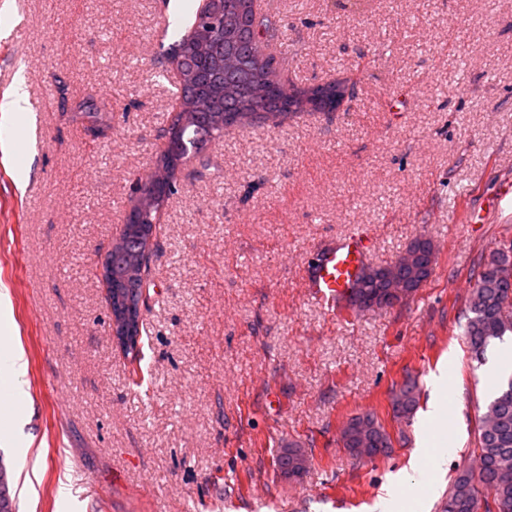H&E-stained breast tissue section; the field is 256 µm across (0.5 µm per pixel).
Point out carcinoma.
Masks as SVG:
<instances>
[{
	"label": "carcinoma",
	"instance_id": "1",
	"mask_svg": "<svg viewBox=\"0 0 512 512\" xmlns=\"http://www.w3.org/2000/svg\"><path fill=\"white\" fill-rule=\"evenodd\" d=\"M254 0H214L212 9L222 17V26L207 29L196 14L190 33L173 43L176 58L186 60L179 97L187 117H172L166 143L157 157L176 171L189 156H200L206 144L224 136L231 127L255 119L268 120L306 112L336 111V92L345 82L336 80L307 89L281 82L286 56L263 53L265 43L283 34L275 13H257ZM228 57L234 66H224ZM138 217L124 224V249L112 254V286L135 301L145 303L147 269L136 276L128 270L141 265L146 232L156 226L158 205L145 204L146 196L161 199L174 192V185H156L152 178L138 181ZM418 255L410 263L401 257L393 278L368 268L351 291L348 302L359 310H370L373 299L389 300L400 286L415 293L428 279L435 264L433 243L417 238ZM463 336L471 357L485 360L488 347L512 334V245L493 251L475 277L466 305ZM418 405V384L406 379L392 392L393 417L407 420ZM342 447L358 460L357 448L365 441L380 456L391 453V435L373 413L355 416L343 428ZM480 474L462 469L448 488V512H512V376L501 383L495 396L478 416L475 448ZM277 460L288 467V477L298 478L311 459L302 445L292 442L278 451ZM0 512H14L6 469L0 465Z\"/></svg>",
	"mask_w": 512,
	"mask_h": 512
}]
</instances>
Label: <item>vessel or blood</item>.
I'll list each match as a JSON object with an SVG mask.
<instances>
[{"label": "vessel or blood", "instance_id": "b4317fda", "mask_svg": "<svg viewBox=\"0 0 512 512\" xmlns=\"http://www.w3.org/2000/svg\"><path fill=\"white\" fill-rule=\"evenodd\" d=\"M366 236L352 234L322 248L314 264L307 267L304 286L316 302L335 308L336 303L358 279L367 263Z\"/></svg>", "mask_w": 512, "mask_h": 512}]
</instances>
